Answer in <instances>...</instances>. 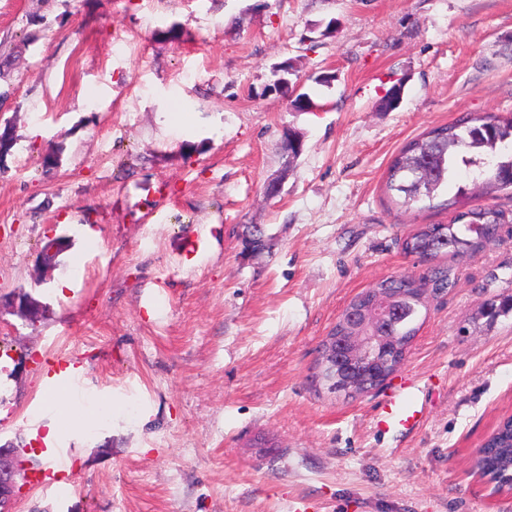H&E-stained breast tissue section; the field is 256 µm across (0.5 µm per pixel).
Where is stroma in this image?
Wrapping results in <instances>:
<instances>
[{
  "label": "stroma",
  "mask_w": 512,
  "mask_h": 512,
  "mask_svg": "<svg viewBox=\"0 0 512 512\" xmlns=\"http://www.w3.org/2000/svg\"><path fill=\"white\" fill-rule=\"evenodd\" d=\"M174 22L181 39L159 38ZM4 52L0 292L43 306L33 322L0 309V443L19 445L25 473L10 512H512V491L471 467L512 415V313L482 315L512 295V224L447 256L456 285L430 297L384 386L354 399L310 386L351 298L422 274L402 240L452 217L392 203V158L463 115L512 113V0H0ZM286 60L315 110L271 91ZM288 129L304 141L291 163ZM248 224L272 238L253 256ZM54 228L69 244L40 284ZM63 355L83 361L88 393L120 403L53 440L72 462L65 494L33 482L49 464L36 371ZM407 379L419 425L377 427Z\"/></svg>",
  "instance_id": "1"
}]
</instances>
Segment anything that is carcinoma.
Here are the masks:
<instances>
[{"label": "carcinoma", "mask_w": 512, "mask_h": 512, "mask_svg": "<svg viewBox=\"0 0 512 512\" xmlns=\"http://www.w3.org/2000/svg\"><path fill=\"white\" fill-rule=\"evenodd\" d=\"M14 144L11 126L3 125L0 166ZM458 167L465 168L469 183L459 187L454 199L434 203ZM385 193L392 202L407 209L439 206L453 210L454 216L448 224H421L403 239V251L425 263L422 274L386 277L356 294L347 304L349 308L366 305L377 290L404 292L419 303L430 295L444 294L455 286V276L450 266L439 262L440 257L448 253L475 255L496 240L500 227L508 222L505 211L484 205L460 211L458 205L476 197L490 198L501 193L512 196V114H467L406 142L387 168ZM511 311L512 297L492 299L485 314L494 319ZM418 330L412 316L404 314L392 333L404 337L401 348L407 350ZM473 466L481 477L512 490V416L501 419L477 449Z\"/></svg>", "instance_id": "carcinoma-1"}]
</instances>
